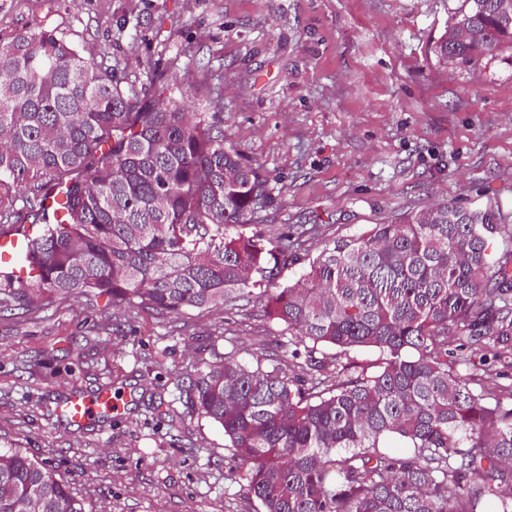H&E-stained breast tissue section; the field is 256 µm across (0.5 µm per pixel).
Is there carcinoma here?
Segmentation results:
<instances>
[{"label":"carcinoma","instance_id":"obj_1","mask_svg":"<svg viewBox=\"0 0 512 512\" xmlns=\"http://www.w3.org/2000/svg\"><path fill=\"white\" fill-rule=\"evenodd\" d=\"M467 34L437 53L477 62L512 47V17L468 0ZM141 97L45 30L0 44V188L33 184L26 279L0 304L54 295L186 309L256 299L291 352L231 354L187 390L217 423L261 512H512V384L490 392L462 351L512 366V226L440 203L323 248L284 287L317 225L276 245L247 226L272 202L261 166L224 147L211 112ZM323 348L335 353L322 359ZM379 352L376 362L350 357ZM305 353L306 387L288 357ZM0 512H90L47 462L0 448Z\"/></svg>","mask_w":512,"mask_h":512}]
</instances>
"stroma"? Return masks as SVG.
Wrapping results in <instances>:
<instances>
[{"label":"stroma","instance_id":"1","mask_svg":"<svg viewBox=\"0 0 512 512\" xmlns=\"http://www.w3.org/2000/svg\"><path fill=\"white\" fill-rule=\"evenodd\" d=\"M466 0H0V42L54 30L188 111L224 101L226 145L260 165L275 239L315 224L333 240L448 202L512 224V50L471 64L435 46ZM31 193L0 190V235L31 224ZM281 333L261 303L163 314L106 298L0 307V445L49 462L95 512H257L224 432L187 402L215 355L269 357ZM129 396L119 417L70 424L74 393Z\"/></svg>","mask_w":512,"mask_h":512}]
</instances>
